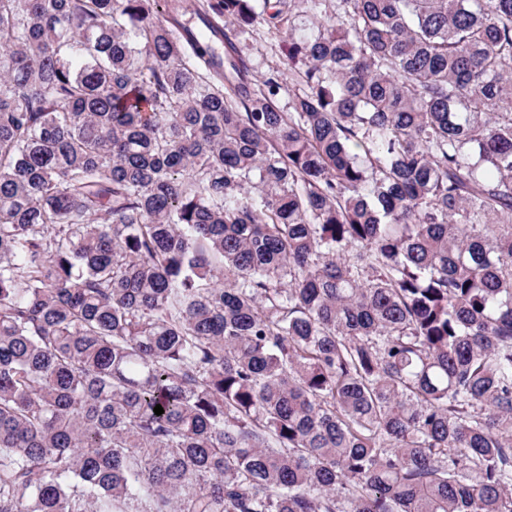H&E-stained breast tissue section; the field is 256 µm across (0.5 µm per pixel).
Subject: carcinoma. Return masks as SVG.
<instances>
[{
  "label": "carcinoma",
  "instance_id": "obj_1",
  "mask_svg": "<svg viewBox=\"0 0 512 512\" xmlns=\"http://www.w3.org/2000/svg\"><path fill=\"white\" fill-rule=\"evenodd\" d=\"M183 11L0 0V512H512V0ZM242 49L244 54L253 61L259 77L280 68L275 40L270 35L261 32L259 36H256V40L247 41Z\"/></svg>",
  "mask_w": 512,
  "mask_h": 512
}]
</instances>
